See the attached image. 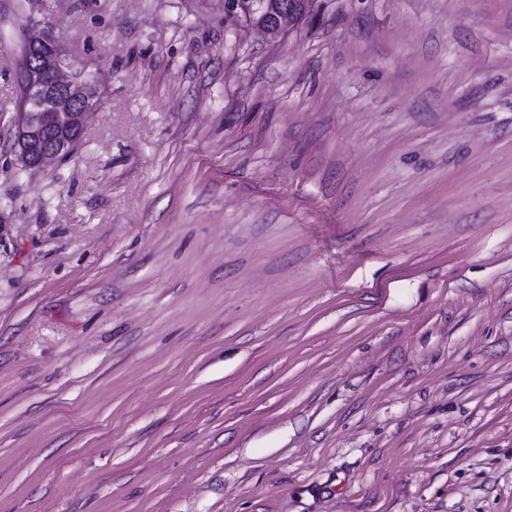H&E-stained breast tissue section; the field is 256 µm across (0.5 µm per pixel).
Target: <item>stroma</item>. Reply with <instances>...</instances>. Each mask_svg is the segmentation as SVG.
I'll use <instances>...</instances> for the list:
<instances>
[{
	"instance_id": "stroma-1",
	"label": "stroma",
	"mask_w": 512,
	"mask_h": 512,
	"mask_svg": "<svg viewBox=\"0 0 512 512\" xmlns=\"http://www.w3.org/2000/svg\"><path fill=\"white\" fill-rule=\"evenodd\" d=\"M0 512H512V0H0ZM313 2L314 0H224V20L240 23L241 16L245 13L270 14L269 22L254 21L251 26L275 38L287 25L302 19L310 11ZM23 58L15 152L24 169H40L68 156L80 141L98 96L93 74L66 59L50 27L34 29Z\"/></svg>"
}]
</instances>
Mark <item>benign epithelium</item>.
<instances>
[{
	"instance_id": "benign-epithelium-1",
	"label": "benign epithelium",
	"mask_w": 512,
	"mask_h": 512,
	"mask_svg": "<svg viewBox=\"0 0 512 512\" xmlns=\"http://www.w3.org/2000/svg\"><path fill=\"white\" fill-rule=\"evenodd\" d=\"M314 0H224V20L238 23L241 16L269 14L255 29L277 37L287 25L302 19ZM35 53L23 58L20 112L15 152L24 169H40L68 156L80 141L86 116L98 96L93 74L66 59L50 27L35 29L27 37Z\"/></svg>"
}]
</instances>
